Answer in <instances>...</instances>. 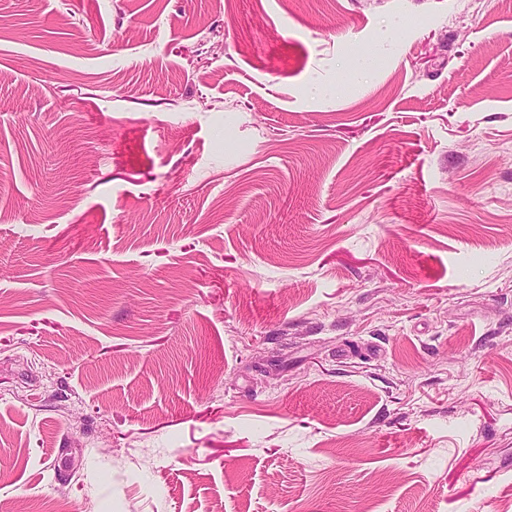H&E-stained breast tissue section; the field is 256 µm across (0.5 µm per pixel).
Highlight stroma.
I'll list each match as a JSON object with an SVG mask.
<instances>
[{
    "label": "stroma",
    "mask_w": 512,
    "mask_h": 512,
    "mask_svg": "<svg viewBox=\"0 0 512 512\" xmlns=\"http://www.w3.org/2000/svg\"><path fill=\"white\" fill-rule=\"evenodd\" d=\"M60 499L512 512V0H0V503Z\"/></svg>",
    "instance_id": "stroma-1"
}]
</instances>
